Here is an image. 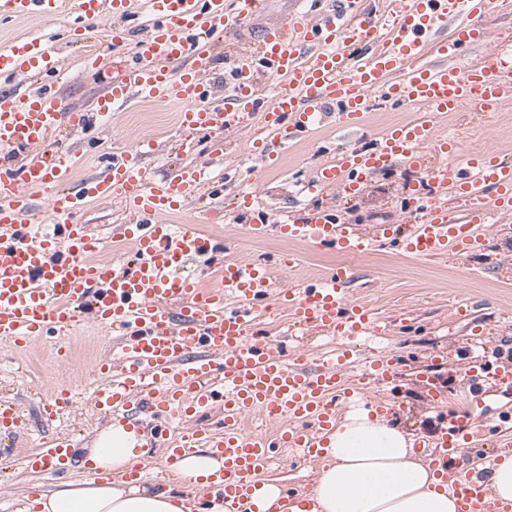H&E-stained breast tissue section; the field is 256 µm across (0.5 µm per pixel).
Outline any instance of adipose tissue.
Wrapping results in <instances>:
<instances>
[{
  "instance_id": "obj_1",
  "label": "adipose tissue",
  "mask_w": 512,
  "mask_h": 512,
  "mask_svg": "<svg viewBox=\"0 0 512 512\" xmlns=\"http://www.w3.org/2000/svg\"><path fill=\"white\" fill-rule=\"evenodd\" d=\"M143 443L136 430L108 426L86 458L90 475L40 491L35 505L40 512H189L173 486L123 481L142 460ZM447 474L399 420L360 407L328 434L305 498L311 512H458Z\"/></svg>"
}]
</instances>
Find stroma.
<instances>
[{"mask_svg":"<svg viewBox=\"0 0 512 512\" xmlns=\"http://www.w3.org/2000/svg\"><path fill=\"white\" fill-rule=\"evenodd\" d=\"M120 22L130 29L120 49L122 56L128 58L144 36L143 18L138 14L123 19L107 13L101 19L88 21L84 40L75 45L67 43L65 21L61 18L0 22V45L24 36H38L55 45L63 76L54 92L65 111L87 110L104 94L105 86L97 72L88 67L86 55L91 48L108 47V31ZM477 23L487 38L470 57L474 65L512 38V0H489ZM179 110L176 104L135 99L116 107L111 122L101 128H63L59 143L76 159L66 176V185L72 187L104 175L112 152L142 141L151 145L146 162L159 172L179 166L204 170L224 186L223 195L209 202L214 219L199 215L192 202L173 213L170 223L194 224L214 238H231L232 257L245 255L250 261L271 264L274 282L280 288L319 281L336 266L350 264L354 279L347 287L349 300L373 308L384 327L383 333L359 339V355L365 358L393 354L399 362L396 379L373 384L365 406L388 407L407 430L431 449L439 444L455 415H468L473 433L463 451L467 459L512 434L496 415L481 409L482 403L491 402L497 390L495 384L483 383L476 397L468 399L463 395L464 369L471 361L468 339L473 331L483 333L487 342L502 352L512 351V280L506 279L500 269L501 263L512 262V236L503 232L505 226H512V210L495 211L487 223L479 225L484 243L475 251L459 255L451 250L428 258H412L394 247L381 246L351 259L337 251H310L276 233L257 241L240 230L241 225L260 219L278 223L287 212L301 213L318 203L333 209L340 221L366 233L384 224L412 229V218L403 208L410 185L403 171L372 176L363 192L354 198L331 191L317 200L305 196L302 185L332 160L336 146L354 147L411 121L417 114L415 107H391L380 95H373L370 121L361 130H348L335 120H328L313 136L295 137L272 166L264 165L251 150L254 141L263 136L259 121L201 139L194 149L186 150L181 146ZM437 132L454 133L461 152L474 153L484 147L512 160V99L489 115L473 109L443 115ZM243 190L253 192L255 206L238 212L230 210V200ZM76 220L103 237L105 257L119 262L130 259V249L118 238L120 226L129 221L119 200L89 203ZM289 253L297 255L300 263L287 277L274 261ZM112 341V331L98 326L88 315L83 317L63 357L53 356L56 340L52 337L26 349L0 341V398L19 403L28 420L25 433L0 430V512H15L17 500L36 485L60 484V477L50 471L25 465L42 439L73 433L76 454L81 457L99 430L107 427V420L91 408L95 382L92 364ZM65 386L73 387L75 392L72 419L44 421L40 394Z\"/></svg>","mask_w":512,"mask_h":512,"instance_id":"stroma-1","label":"stroma"}]
</instances>
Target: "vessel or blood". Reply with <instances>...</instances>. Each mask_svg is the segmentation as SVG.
Masks as SVG:
<instances>
[{"label":"vessel or blood","instance_id":"vessel-or-blood-1","mask_svg":"<svg viewBox=\"0 0 512 512\" xmlns=\"http://www.w3.org/2000/svg\"><path fill=\"white\" fill-rule=\"evenodd\" d=\"M356 0H336L322 17L304 10L260 28L253 51L243 53L232 88L209 101V73L219 32L238 31L258 16L264 0H144L146 35L135 61H120L106 93L91 110L63 111L50 88L32 95L0 91V150L26 154L21 166L0 164V341L26 347L51 334L66 341L78 325V311L90 305L93 321L118 334L98 356L93 371L98 383L94 408L125 427L147 410L155 420L153 436L162 454L163 471H173L197 448L223 464L226 512H258L253 487L275 462L279 448L299 449L310 461L321 456L322 436L336 426V402L365 390L371 378L391 380L393 362L369 358L356 383L344 368L356 358L354 344L378 332L366 304L346 299L343 286L352 277L339 266L321 282L275 288L266 264L225 256L224 244L192 224H169L166 216L187 200L205 202L201 170L181 166L157 176L131 149L113 156L104 177L75 187L64 186L69 162L56 134L62 125L81 128L93 118H111L114 107L131 97L180 103L183 143L190 149L199 136L220 133L258 118L271 140L258 145L265 163H274L279 147L308 134L335 106L341 126H362L372 95L415 105L413 120L392 127L366 146L339 150L333 164L320 168L307 185L320 195L336 190L357 195L371 175L398 168L424 171L427 181L457 184L474 201L465 220L448 217L446 199L419 191L408 210L416 228L399 235L384 225L363 233L322 208L306 216H288L272 226L245 225L246 235L262 239L277 232L315 251L362 254L382 244L413 257H433L448 248L466 253L477 247L473 227L485 223L486 200L496 209L512 206V163L496 155H460L455 141L436 135L439 118L479 104L490 112L512 98V47L503 46L478 67L462 60L487 38L475 19L487 0H386L385 19L355 11ZM133 0H0V18L74 16L95 20L105 10L128 13ZM435 52L439 64L422 60ZM182 63L173 71L172 63ZM59 71L54 49L38 37L0 47V74L50 80ZM455 154V164H436L433 153ZM47 192V212L35 210L34 194ZM116 198L135 218L121 227L123 242L136 255L118 266L103 258V242L74 217L87 204ZM210 260L211 288L200 289L184 266L197 257ZM286 311L288 333L304 335L311 327L341 338L333 357L307 370L298 354H284L259 329L270 310ZM470 344L480 358L467 368L469 382L487 377L512 387V361L500 358L482 336ZM52 421L70 414L73 394L64 388L41 401ZM223 413L217 433L188 429L190 420L213 410ZM262 415L273 433L249 429L247 420ZM313 432L297 430L300 422ZM25 426L21 410L0 401V428ZM469 432L468 419L450 422L438 458L460 455ZM74 444L58 438L26 460L29 468L57 462L76 472ZM448 490L460 512H487L492 487L487 477H459Z\"/></svg>","mask_w":512,"mask_h":512}]
</instances>
